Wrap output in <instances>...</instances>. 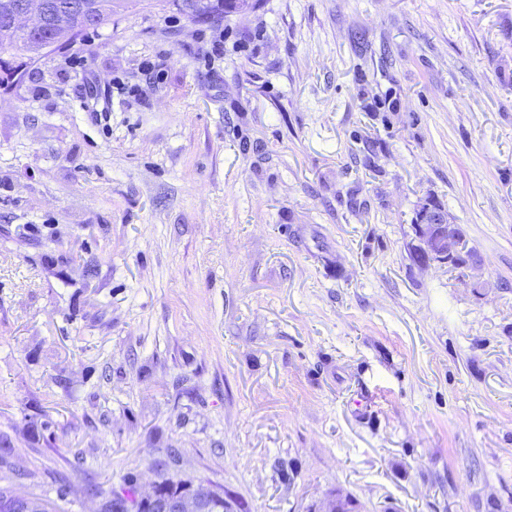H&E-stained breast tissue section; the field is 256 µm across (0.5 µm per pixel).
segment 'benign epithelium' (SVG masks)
<instances>
[{"label":"benign epithelium","mask_w":512,"mask_h":512,"mask_svg":"<svg viewBox=\"0 0 512 512\" xmlns=\"http://www.w3.org/2000/svg\"><path fill=\"white\" fill-rule=\"evenodd\" d=\"M28 16L33 17V21L24 29L36 32L49 23L61 31L64 39L80 31L82 26L94 22L88 6L83 2L62 4L53 9L46 0H20L15 14L16 24H21V20ZM453 227L454 222L450 221L448 212L443 208L429 201L419 206L414 224L417 244L411 247V253L419 264L474 263V259L461 251L452 233ZM215 496V488L193 483L189 492L183 495L157 498L152 490L141 495V499L152 500L154 512H199L201 503Z\"/></svg>","instance_id":"7a95c632"}]
</instances>
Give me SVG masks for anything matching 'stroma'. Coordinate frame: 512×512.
<instances>
[{"label":"stroma","instance_id":"obj_1","mask_svg":"<svg viewBox=\"0 0 512 512\" xmlns=\"http://www.w3.org/2000/svg\"><path fill=\"white\" fill-rule=\"evenodd\" d=\"M1 447L65 512L170 448L242 512H512V0H140L0 82ZM173 5L186 10L193 8L194 14H189V17L193 20L196 19H205L210 17L215 13H223L225 16L228 14L234 13L233 9L237 5L231 0H206V3H203L202 7H198V1H189V0H174L172 1ZM187 11V10H186ZM414 224L417 244L411 247V253L421 265L453 264L456 261L461 265L473 264L474 259L468 257L461 251H466V240L462 230H458V241L453 235L454 222L450 221L448 212L441 206H435L428 200L423 202L416 213ZM466 252H469L468 250ZM453 264L452 268H458Z\"/></svg>","mask_w":512,"mask_h":512}]
</instances>
